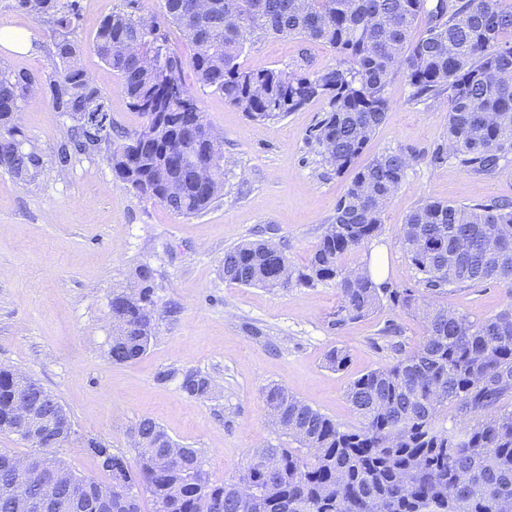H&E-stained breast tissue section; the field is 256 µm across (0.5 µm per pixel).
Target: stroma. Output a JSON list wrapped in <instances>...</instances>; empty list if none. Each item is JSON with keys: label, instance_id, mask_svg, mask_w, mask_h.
Here are the masks:
<instances>
[{"label": "stroma", "instance_id": "obj_1", "mask_svg": "<svg viewBox=\"0 0 512 512\" xmlns=\"http://www.w3.org/2000/svg\"><path fill=\"white\" fill-rule=\"evenodd\" d=\"M12 2L0 0V29L21 32L28 45L20 52L0 44V64L35 78L20 123L49 156L65 125L45 83L54 66L51 29L12 9ZM122 4L80 0L78 37L80 63L102 91L113 124L131 131L142 118L130 107L119 73L91 44L101 19ZM239 62L303 74L334 66L336 53L316 41L269 37L246 48ZM183 78L218 134L226 163L224 190L206 212L181 216L129 191L100 153L81 156L61 173L47 168L30 185L0 167V367L40 384L80 435L104 441L128 460L136 458L132 428L142 418L155 419L178 445L197 449L212 481L221 483L243 470L254 448L289 443L269 424L263 398L268 387L283 386L338 424L354 426L348 384L395 362V344L414 347L424 327L420 318L386 306L335 327L341 295L330 282L272 291L225 280L224 252L244 241L281 244L291 264L304 268L353 174L336 173L308 141L325 101L256 125L221 93L201 87L192 69H184ZM411 93L405 76L396 74L385 91V120L359 161L397 149L415 159L383 212L379 237L347 259L351 266L368 261L375 279L394 287L416 279L398 234L423 200H512V162L491 176L450 161L431 163L432 150L447 133L448 99L414 101ZM143 263L156 276L155 335L143 357L117 365L108 356V304ZM510 302L512 293L496 284L443 300L473 319ZM391 322L401 326L400 336L383 335ZM335 348L349 355L340 371L327 364ZM188 369L212 379L208 398L188 396L178 380L159 378Z\"/></svg>", "mask_w": 512, "mask_h": 512}]
</instances>
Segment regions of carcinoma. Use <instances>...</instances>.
<instances>
[{
	"instance_id": "cac0c4a2",
	"label": "carcinoma",
	"mask_w": 512,
	"mask_h": 512,
	"mask_svg": "<svg viewBox=\"0 0 512 512\" xmlns=\"http://www.w3.org/2000/svg\"><path fill=\"white\" fill-rule=\"evenodd\" d=\"M138 0H126L99 23L93 49L122 78V91L144 118L130 133L104 139L82 115L105 105L104 96L80 64L77 29L79 0H14L12 8L45 19L51 26L55 60L46 77L53 109L70 118L50 160L27 139L8 102L27 95L34 79L0 65V166L19 181H37L47 164L68 169L82 155L101 150L116 181L154 199L178 215L206 210L224 188L218 138L197 100L183 82L182 58L168 44L157 16L144 14ZM224 13L240 16L237 25L196 36L195 0H163V15L193 47L189 65L199 84L224 95L256 125L296 111L316 99L327 109L310 131L325 162L336 172L349 170L385 119V88L398 72L412 96L448 94L444 141L431 152L434 164L491 175L512 155V6L504 0H223ZM424 29L414 34L419 20ZM143 33L138 53L125 45ZM297 36L336 51V65L308 75L265 67L245 69L239 58L246 44L263 37ZM166 65L179 94L159 84L147 61ZM208 163L212 178L200 186L193 169ZM410 166L401 150L381 154L356 170L335 214L315 245L310 263L295 270L282 247L248 241L224 251V279L268 289L292 284L333 282L341 293L334 325L365 317L383 304L418 315L424 336L395 363L354 379L346 399L359 425L344 427L282 386L265 392L269 416L294 448H257L241 473L223 483L200 482L202 459L185 448L178 461L165 460L167 433L152 418L139 421L148 448L136 467L102 444L87 453L114 485L139 487L154 512H240L235 484L243 477L257 491L253 512H494L496 498L512 497V303L500 312L470 319L438 302L450 292L483 283L512 288V253L494 249L512 237V202L492 198L471 204L426 199L400 227L399 243L418 277L410 287L394 288L373 279L368 262L355 268L344 258L365 248L381 233L382 213ZM135 278L143 298L157 302L155 273L140 265ZM112 363H133L148 350L153 320L122 293H112ZM189 396L205 398L210 378L197 371H170ZM26 386L46 405L43 388L0 368V431L12 428L13 393ZM454 404L460 423L439 424L442 409ZM40 475L54 479L66 495L83 489L93 499L98 481L72 471L54 448H30ZM0 450V512H21L14 495L18 475Z\"/></svg>"
}]
</instances>
